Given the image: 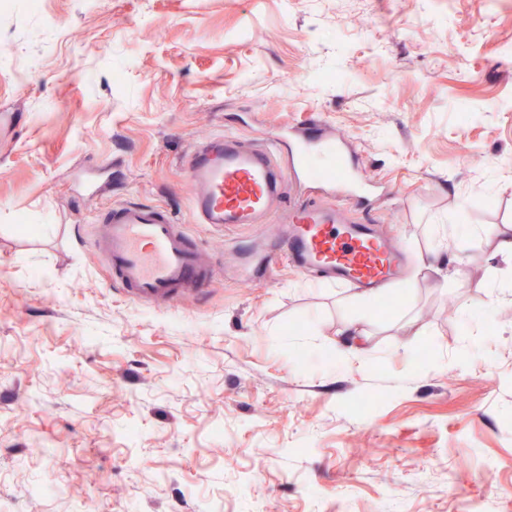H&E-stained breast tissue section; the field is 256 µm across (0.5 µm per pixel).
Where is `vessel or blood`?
I'll return each instance as SVG.
<instances>
[{
  "mask_svg": "<svg viewBox=\"0 0 512 512\" xmlns=\"http://www.w3.org/2000/svg\"><path fill=\"white\" fill-rule=\"evenodd\" d=\"M285 147L292 158L287 172L273 161ZM186 170L199 224L262 223L281 201L289 177L319 183L360 207L377 191L376 183L359 176L346 147L290 128L254 147L214 135L192 150ZM105 224L96 247L109 279L130 299L174 303L202 293L217 275L216 267L200 264L188 234L163 208L125 203L112 208ZM282 240L301 270L370 289L395 277L403 265L395 242L315 199L289 207Z\"/></svg>",
  "mask_w": 512,
  "mask_h": 512,
  "instance_id": "1",
  "label": "vessel or blood"
}]
</instances>
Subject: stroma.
Instances as JSON below:
<instances>
[{"mask_svg":"<svg viewBox=\"0 0 512 512\" xmlns=\"http://www.w3.org/2000/svg\"><path fill=\"white\" fill-rule=\"evenodd\" d=\"M341 137L346 215L410 268L266 262L286 216L195 223L214 134ZM170 211L215 258L172 307L106 281L101 217ZM474 239L421 267L435 224ZM512 0H9L0 7V512H512ZM361 320L367 356L336 342Z\"/></svg>","mask_w":512,"mask_h":512,"instance_id":"35a3bbf8","label":"stroma"}]
</instances>
